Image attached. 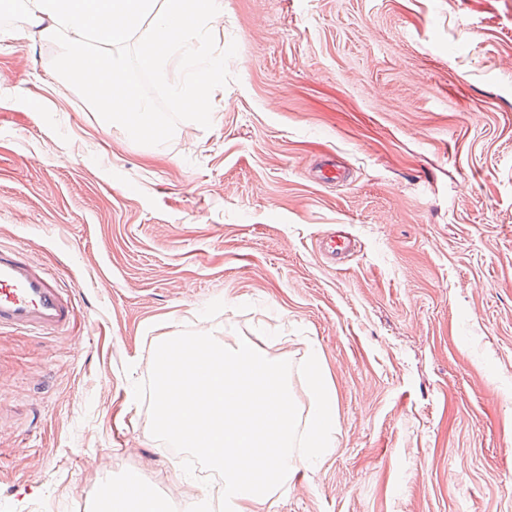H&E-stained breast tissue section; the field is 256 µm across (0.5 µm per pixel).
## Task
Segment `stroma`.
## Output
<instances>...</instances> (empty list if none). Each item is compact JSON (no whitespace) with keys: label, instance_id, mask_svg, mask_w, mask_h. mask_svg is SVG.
I'll return each instance as SVG.
<instances>
[{"label":"stroma","instance_id":"35a3bbf8","mask_svg":"<svg viewBox=\"0 0 512 512\" xmlns=\"http://www.w3.org/2000/svg\"><path fill=\"white\" fill-rule=\"evenodd\" d=\"M212 45L204 122L126 49L157 146L56 77L57 44L0 48V245L78 302L64 334H0V512H95L130 471L179 512L133 384L158 337L262 326L303 418L314 344L339 422L270 512H512V0H224ZM327 156L348 183L312 178Z\"/></svg>","mask_w":512,"mask_h":512}]
</instances>
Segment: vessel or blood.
<instances>
[{
    "mask_svg": "<svg viewBox=\"0 0 512 512\" xmlns=\"http://www.w3.org/2000/svg\"><path fill=\"white\" fill-rule=\"evenodd\" d=\"M77 302L26 250L0 246V330L55 334L68 329Z\"/></svg>",
    "mask_w": 512,
    "mask_h": 512,
    "instance_id": "vessel-or-blood-1",
    "label": "vessel or blood"
}]
</instances>
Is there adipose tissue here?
<instances>
[{"instance_id":"obj_1","label":"adipose tissue","mask_w":512,"mask_h":512,"mask_svg":"<svg viewBox=\"0 0 512 512\" xmlns=\"http://www.w3.org/2000/svg\"><path fill=\"white\" fill-rule=\"evenodd\" d=\"M224 0H0V15L19 25L0 30V39L19 41L30 35L59 44L53 69L79 87L106 86L99 97L104 114L117 120L125 137L142 138L146 129L162 140L166 128L136 84L124 75V49L143 48L141 68L165 80L170 62L185 73L170 94L191 117L205 120L215 90L222 88L224 58L210 49L212 28ZM110 512H166L155 484L135 471L106 484Z\"/></svg>"}]
</instances>
